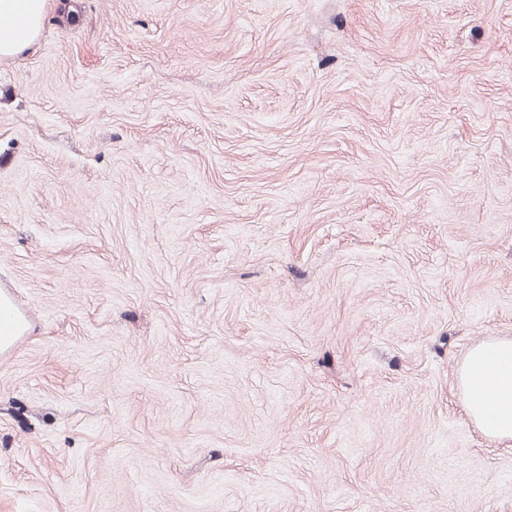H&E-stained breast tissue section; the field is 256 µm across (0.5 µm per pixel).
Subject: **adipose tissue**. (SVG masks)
<instances>
[{"label": "adipose tissue", "instance_id": "obj_1", "mask_svg": "<svg viewBox=\"0 0 512 512\" xmlns=\"http://www.w3.org/2000/svg\"><path fill=\"white\" fill-rule=\"evenodd\" d=\"M46 0H0V59L12 57L37 39ZM468 419L486 437L512 441V337L472 347L457 372Z\"/></svg>", "mask_w": 512, "mask_h": 512}]
</instances>
